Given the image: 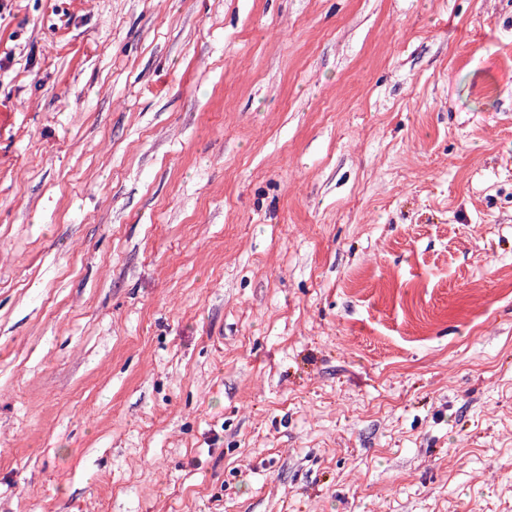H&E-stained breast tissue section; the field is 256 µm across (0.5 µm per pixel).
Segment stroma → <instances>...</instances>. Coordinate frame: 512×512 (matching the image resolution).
<instances>
[{
  "mask_svg": "<svg viewBox=\"0 0 512 512\" xmlns=\"http://www.w3.org/2000/svg\"><path fill=\"white\" fill-rule=\"evenodd\" d=\"M0 512H512V0H0Z\"/></svg>",
  "mask_w": 512,
  "mask_h": 512,
  "instance_id": "stroma-1",
  "label": "stroma"
}]
</instances>
